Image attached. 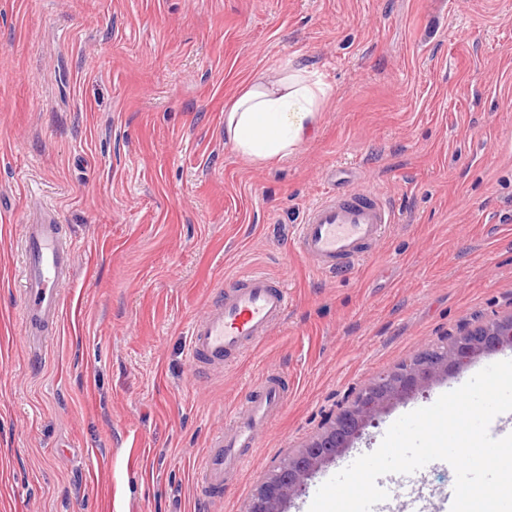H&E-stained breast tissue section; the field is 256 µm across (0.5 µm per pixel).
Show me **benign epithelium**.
<instances>
[{
    "label": "benign epithelium",
    "mask_w": 512,
    "mask_h": 512,
    "mask_svg": "<svg viewBox=\"0 0 512 512\" xmlns=\"http://www.w3.org/2000/svg\"><path fill=\"white\" fill-rule=\"evenodd\" d=\"M512 339V316L462 328L440 348L430 347L365 386L323 430L257 485L246 512H286L291 499L324 465L345 452L386 407L423 393L472 359L498 351Z\"/></svg>",
    "instance_id": "obj_1"
}]
</instances>
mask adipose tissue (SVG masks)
<instances>
[{"label":"adipose tissue","mask_w":512,"mask_h":512,"mask_svg":"<svg viewBox=\"0 0 512 512\" xmlns=\"http://www.w3.org/2000/svg\"><path fill=\"white\" fill-rule=\"evenodd\" d=\"M327 97L305 65L274 79L257 74L224 107V142L256 163L288 158L318 124Z\"/></svg>","instance_id":"1"}]
</instances>
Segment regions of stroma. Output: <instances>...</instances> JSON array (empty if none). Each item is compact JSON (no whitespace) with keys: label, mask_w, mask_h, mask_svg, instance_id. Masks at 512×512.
<instances>
[{"label":"stroma","mask_w":512,"mask_h":512,"mask_svg":"<svg viewBox=\"0 0 512 512\" xmlns=\"http://www.w3.org/2000/svg\"><path fill=\"white\" fill-rule=\"evenodd\" d=\"M308 64L321 120L266 164L224 143L258 72ZM398 221L361 265L313 271L291 232L330 177ZM73 247L56 333L32 341L27 224ZM285 319L192 376L188 328L252 269ZM512 314V0H0V512H245L256 484L379 375L467 323ZM486 357L389 405L288 512L374 452L401 415ZM288 403L202 506L210 436L264 371ZM455 472L396 473L387 512H448Z\"/></svg>","instance_id":"35a3bbf8"}]
</instances>
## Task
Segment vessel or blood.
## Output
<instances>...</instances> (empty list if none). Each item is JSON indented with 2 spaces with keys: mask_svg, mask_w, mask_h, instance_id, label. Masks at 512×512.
<instances>
[{
  "mask_svg": "<svg viewBox=\"0 0 512 512\" xmlns=\"http://www.w3.org/2000/svg\"><path fill=\"white\" fill-rule=\"evenodd\" d=\"M395 221V210L380 191H342L333 186L305 208L295 242L316 271L331 272L367 258ZM21 243L23 324L27 335L39 336L61 320V287L71 275V252L51 223L25 225ZM289 303L284 280L260 269L241 276L222 300L210 304L191 323L192 369L220 368L225 360L242 358L283 320ZM247 395L232 420L212 435L196 468V492L202 501L221 496L225 486L237 479L251 461L261 434L288 401L278 376L269 373L250 382Z\"/></svg>",
  "mask_w": 512,
  "mask_h": 512,
  "instance_id": "1",
  "label": "vessel or blood"
}]
</instances>
